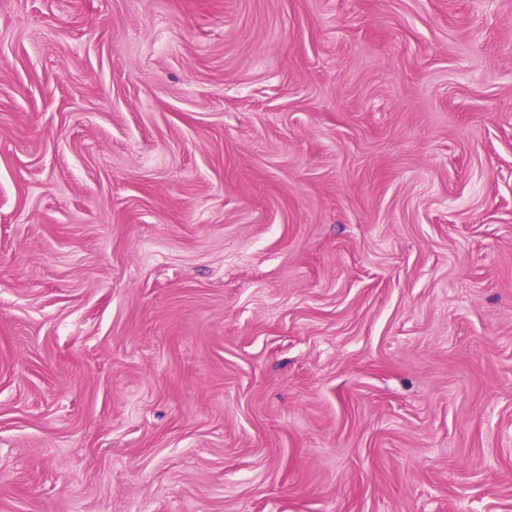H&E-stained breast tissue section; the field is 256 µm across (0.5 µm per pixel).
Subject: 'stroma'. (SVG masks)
<instances>
[{
	"label": "stroma",
	"instance_id": "obj_1",
	"mask_svg": "<svg viewBox=\"0 0 512 512\" xmlns=\"http://www.w3.org/2000/svg\"><path fill=\"white\" fill-rule=\"evenodd\" d=\"M0 512H512V0H0Z\"/></svg>",
	"mask_w": 512,
	"mask_h": 512
}]
</instances>
